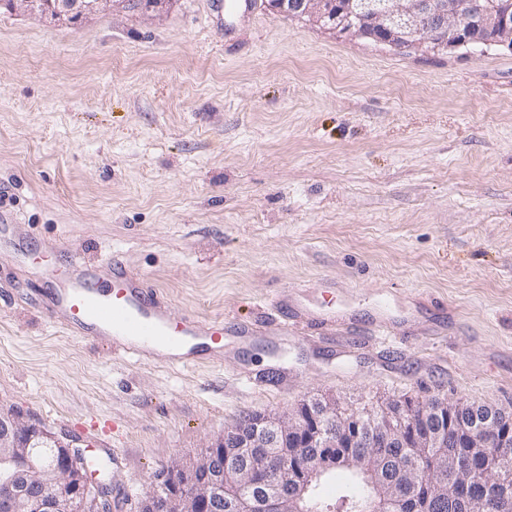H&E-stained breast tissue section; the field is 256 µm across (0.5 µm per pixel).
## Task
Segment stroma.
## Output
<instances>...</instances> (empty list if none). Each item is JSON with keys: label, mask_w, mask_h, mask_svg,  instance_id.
<instances>
[{"label": "stroma", "mask_w": 512, "mask_h": 512, "mask_svg": "<svg viewBox=\"0 0 512 512\" xmlns=\"http://www.w3.org/2000/svg\"><path fill=\"white\" fill-rule=\"evenodd\" d=\"M0 407L91 441L138 512L176 461L310 398L512 408V52H401L235 0L79 24L0 12ZM117 257L224 355L137 361L53 324L40 268ZM378 310L395 336L287 307Z\"/></svg>", "instance_id": "stroma-1"}]
</instances>
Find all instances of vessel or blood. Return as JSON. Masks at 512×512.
<instances>
[{
  "instance_id": "obj_1",
  "label": "vessel or blood",
  "mask_w": 512,
  "mask_h": 512,
  "mask_svg": "<svg viewBox=\"0 0 512 512\" xmlns=\"http://www.w3.org/2000/svg\"><path fill=\"white\" fill-rule=\"evenodd\" d=\"M36 261L50 283L41 294V307L55 324L76 335L111 342L138 360L162 352L189 363L200 353L218 354L224 347L223 320L173 317L156 289L116 259L63 262L55 249L44 247Z\"/></svg>"
}]
</instances>
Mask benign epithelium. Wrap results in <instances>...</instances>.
<instances>
[{"label": "benign epithelium", "instance_id": "benign-epithelium-1", "mask_svg": "<svg viewBox=\"0 0 512 512\" xmlns=\"http://www.w3.org/2000/svg\"><path fill=\"white\" fill-rule=\"evenodd\" d=\"M169 0H0L18 8L81 23L122 4L158 13ZM270 10L305 19L336 37H359L398 50L506 47L512 51V0H267ZM80 440L0 409V512H114L101 499L99 474L74 457ZM373 449L372 482L388 489L391 512H407L400 488L430 474L474 473L476 449L497 460L490 491L512 486V428L491 413L441 399L416 417L404 400L351 414L334 398H315L285 411L238 421L192 461L176 462L150 483L140 512H224V493L236 512H305L304 494L329 470L352 469Z\"/></svg>", "mask_w": 512, "mask_h": 512}]
</instances>
